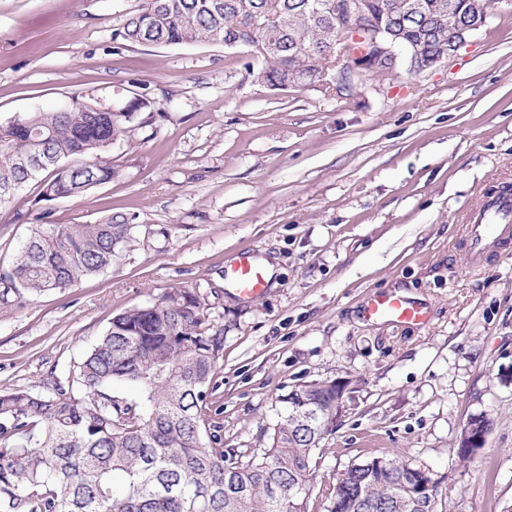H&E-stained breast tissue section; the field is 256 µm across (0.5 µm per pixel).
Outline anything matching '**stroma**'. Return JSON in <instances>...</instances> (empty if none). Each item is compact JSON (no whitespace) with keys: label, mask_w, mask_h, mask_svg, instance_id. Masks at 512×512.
<instances>
[{"label":"stroma","mask_w":512,"mask_h":512,"mask_svg":"<svg viewBox=\"0 0 512 512\" xmlns=\"http://www.w3.org/2000/svg\"><path fill=\"white\" fill-rule=\"evenodd\" d=\"M141 2L0 0L1 122L77 96L147 102L102 155L112 181L51 202L33 181L0 209V268L40 216L133 226L106 270L0 305V389L41 391L117 314L196 288L224 331L225 447L261 456L282 396L345 383L309 512H328L325 493L351 464L385 455L431 469L437 512H512V258L469 269L455 246L468 211L512 182V6L497 0L440 66L341 93L333 74L259 85L243 48L127 43L118 33ZM243 249L276 269L249 304L222 286ZM380 289L426 303L428 323L364 320ZM478 415L486 439L461 459Z\"/></svg>","instance_id":"35a3bbf8"}]
</instances>
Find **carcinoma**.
<instances>
[{
	"label": "carcinoma",
	"instance_id": "obj_1",
	"mask_svg": "<svg viewBox=\"0 0 512 512\" xmlns=\"http://www.w3.org/2000/svg\"><path fill=\"white\" fill-rule=\"evenodd\" d=\"M466 25L494 0H418L424 19L408 21L410 0H142L120 32L142 45L222 44L261 61L255 82L285 90L336 70L388 76L391 61L363 39L369 30L409 45L418 65L448 60V2ZM146 102L116 112L75 100L66 112H29L0 124V207L41 174L40 199L81 196L112 180L101 160L126 135ZM132 225L34 224L15 263L0 272V303L25 293L75 286L112 265ZM197 288H170L128 309L66 375L46 388L0 389V512H308L315 450L336 421V385L290 391L261 458L224 449L214 420L224 330L206 317ZM118 384L138 398L114 393ZM430 469L378 456L351 465L327 492L331 512H435L436 487L413 485Z\"/></svg>",
	"mask_w": 512,
	"mask_h": 512
}]
</instances>
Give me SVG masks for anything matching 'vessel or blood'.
Returning <instances> with one entry per match:
<instances>
[{
  "label": "vessel or blood",
  "instance_id": "b4317fda",
  "mask_svg": "<svg viewBox=\"0 0 512 512\" xmlns=\"http://www.w3.org/2000/svg\"><path fill=\"white\" fill-rule=\"evenodd\" d=\"M494 254L505 258L512 256V189L505 186L486 194L481 207L470 214L466 225L467 263L478 266ZM227 284L239 301L248 303L266 293L269 280L255 254L243 251L231 262ZM362 315L371 323L422 325L429 320L425 304L397 290L369 294L362 306Z\"/></svg>",
  "mask_w": 512,
  "mask_h": 512
}]
</instances>
